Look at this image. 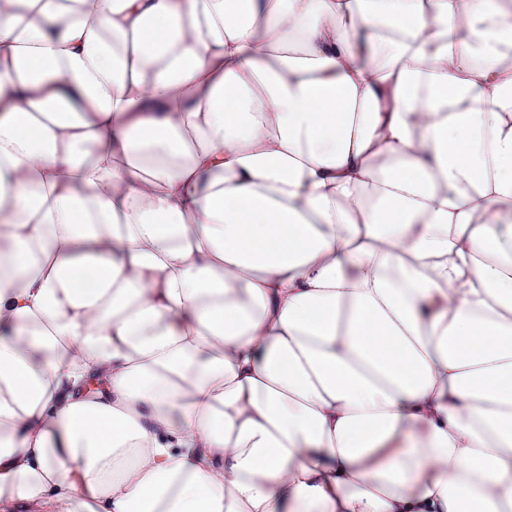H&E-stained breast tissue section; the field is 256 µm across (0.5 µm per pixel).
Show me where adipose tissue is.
<instances>
[{
  "label": "adipose tissue",
  "instance_id": "adipose-tissue-1",
  "mask_svg": "<svg viewBox=\"0 0 512 512\" xmlns=\"http://www.w3.org/2000/svg\"><path fill=\"white\" fill-rule=\"evenodd\" d=\"M0 512H512V0H0Z\"/></svg>",
  "mask_w": 512,
  "mask_h": 512
}]
</instances>
